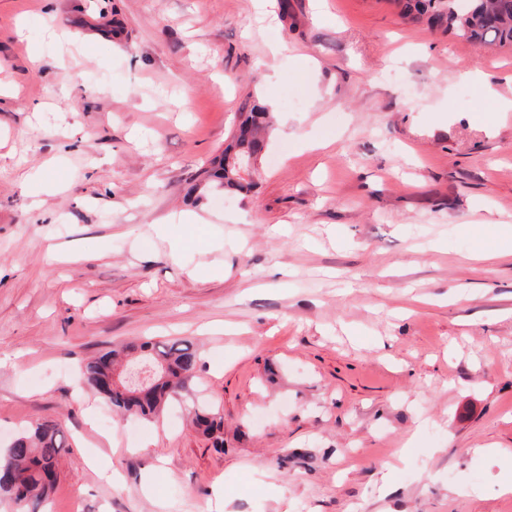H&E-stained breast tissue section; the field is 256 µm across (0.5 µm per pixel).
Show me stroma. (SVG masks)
<instances>
[{
  "label": "stroma",
  "instance_id": "obj_1",
  "mask_svg": "<svg viewBox=\"0 0 512 512\" xmlns=\"http://www.w3.org/2000/svg\"><path fill=\"white\" fill-rule=\"evenodd\" d=\"M502 97L512 47L395 0H0V441L63 421L49 512H512ZM257 99L255 188L197 201ZM148 337L223 450L95 426L80 367ZM191 404L194 408L193 423L196 431L212 441L214 448L222 450L224 448V421L219 407L209 403H200L198 399L196 401L191 399Z\"/></svg>",
  "mask_w": 512,
  "mask_h": 512
}]
</instances>
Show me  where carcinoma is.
<instances>
[{
	"instance_id": "cac0c4a2",
	"label": "carcinoma",
	"mask_w": 512,
	"mask_h": 512,
	"mask_svg": "<svg viewBox=\"0 0 512 512\" xmlns=\"http://www.w3.org/2000/svg\"><path fill=\"white\" fill-rule=\"evenodd\" d=\"M402 15L414 21L425 19L444 31L479 44L512 46V0H397ZM267 107L252 105L240 126L247 136L234 139L205 171L204 188L215 192L226 189L248 194L255 186L251 179L236 176L227 161L239 156L244 149H254L263 140L261 132L269 127ZM130 352L154 369L147 381L149 392L141 397L126 381L127 366L117 357ZM201 361L199 347L183 338L144 341L107 351L87 362L82 368L85 383L95 388L110 408L120 414L151 419L163 413L171 403L186 401L190 385ZM193 423L198 433L212 441L216 449H224L223 416L219 407L191 401ZM69 447L63 424L45 420L29 433L17 436L0 454V498L13 504L14 512H46V502L57 481L56 468Z\"/></svg>"
}]
</instances>
